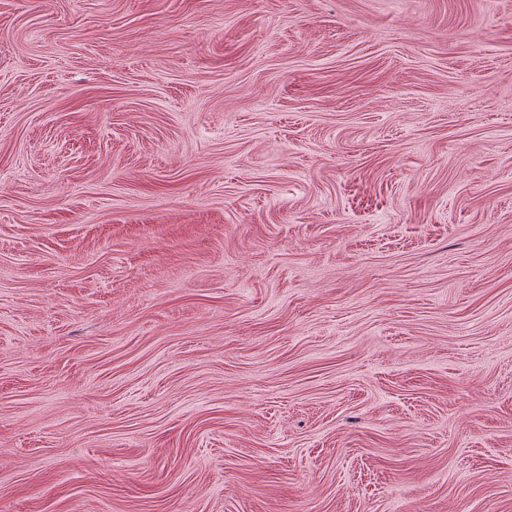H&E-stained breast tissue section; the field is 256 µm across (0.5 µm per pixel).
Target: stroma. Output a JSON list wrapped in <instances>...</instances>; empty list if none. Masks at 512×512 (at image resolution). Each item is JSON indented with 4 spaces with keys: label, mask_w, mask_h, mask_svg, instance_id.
<instances>
[{
    "label": "stroma",
    "mask_w": 512,
    "mask_h": 512,
    "mask_svg": "<svg viewBox=\"0 0 512 512\" xmlns=\"http://www.w3.org/2000/svg\"><path fill=\"white\" fill-rule=\"evenodd\" d=\"M0 512H512V0H0Z\"/></svg>",
    "instance_id": "1"
}]
</instances>
